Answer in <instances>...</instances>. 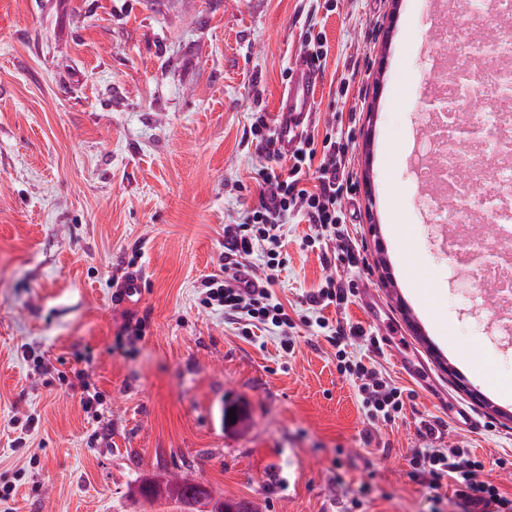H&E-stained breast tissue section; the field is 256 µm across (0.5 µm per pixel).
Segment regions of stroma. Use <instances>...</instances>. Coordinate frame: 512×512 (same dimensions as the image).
<instances>
[{"instance_id": "stroma-1", "label": "stroma", "mask_w": 512, "mask_h": 512, "mask_svg": "<svg viewBox=\"0 0 512 512\" xmlns=\"http://www.w3.org/2000/svg\"><path fill=\"white\" fill-rule=\"evenodd\" d=\"M334 2L0 0V512H180L131 493L180 475L260 512H461L450 478L411 465L457 445L512 497V333L486 321L493 285L459 264L414 174L434 53L454 46L434 39L432 0ZM313 18L329 47L313 119L343 128L362 263L332 266L310 225H284L270 290L302 317L288 350L272 326L242 336L202 283L224 272L225 225L262 202L257 169L289 168L251 115L278 123ZM132 267L148 270L144 307L113 314ZM328 276L374 291L421 382L373 345L360 296L303 305ZM338 320L366 331L349 357L402 389L394 423L368 421L339 370ZM458 406L480 430L456 431Z\"/></svg>"}]
</instances>
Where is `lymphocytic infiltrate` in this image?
<instances>
[{
	"label": "lymphocytic infiltrate",
	"instance_id": "obj_1",
	"mask_svg": "<svg viewBox=\"0 0 512 512\" xmlns=\"http://www.w3.org/2000/svg\"><path fill=\"white\" fill-rule=\"evenodd\" d=\"M344 153L341 133L329 125L323 134L312 133L300 140L290 155L292 164L287 173L270 167L258 169L257 176L266 188L265 197L258 208L244 211L237 221L225 225L224 265L232 273L205 280L206 306L220 307L225 314L250 325H270L278 328L282 336H291L295 320L282 303L273 301L268 282L252 278L249 261L257 255L267 272L281 268V228L292 217L314 225L316 232L308 236L307 246L342 237L345 214L340 202L355 192L343 164ZM364 334L360 327L336 326L338 366L358 379L368 420L389 424L403 409L401 389L386 381L375 365L350 359L344 348L348 336ZM412 464L415 471L436 482L452 477L454 494L466 512H512V499L492 481L482 478L483 465L472 457L470 449L456 447L444 452L424 448L414 455Z\"/></svg>",
	"mask_w": 512,
	"mask_h": 512
}]
</instances>
